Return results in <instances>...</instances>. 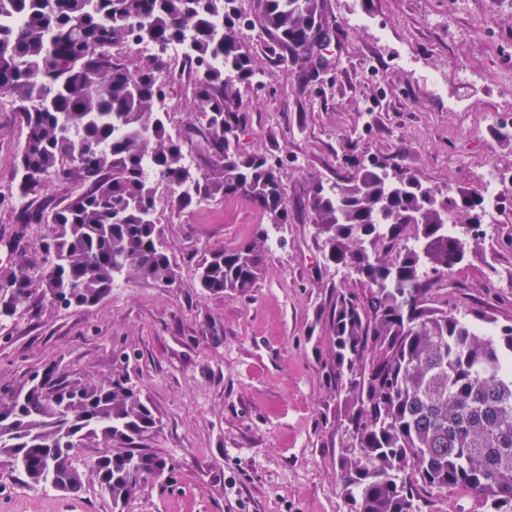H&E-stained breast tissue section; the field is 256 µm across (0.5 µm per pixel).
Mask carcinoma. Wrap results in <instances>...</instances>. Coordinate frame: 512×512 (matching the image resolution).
<instances>
[{
	"label": "carcinoma",
	"instance_id": "1",
	"mask_svg": "<svg viewBox=\"0 0 512 512\" xmlns=\"http://www.w3.org/2000/svg\"><path fill=\"white\" fill-rule=\"evenodd\" d=\"M257 2L252 20L237 0H0L1 17H24L17 27L0 24V95L25 129L12 211L18 230L3 244L12 261L0 270V332L37 293L74 309L98 304L120 278L174 284L177 263L154 220L159 183L191 188L178 196L180 208L242 198L266 223H288L281 163L239 145L249 124L243 91L262 83L240 29L259 24L270 52L303 68L332 22L326 0ZM214 16L224 17L220 31ZM186 40L200 121L188 139L204 146L201 172L183 164V143L158 109L173 81L164 51ZM140 45L157 53L133 64L126 53ZM117 126L129 135L113 136ZM348 161L351 176L310 178L305 190L324 259L364 285L336 289L328 310L341 494L350 512H428L434 495L461 490L482 512H512V323L461 313L442 293L443 277L470 249L496 247L483 233L485 199L477 191L439 195L397 164ZM53 181L74 186L61 203L44 196ZM32 224L47 229L37 260L20 247ZM268 256L260 224L238 246L210 251L197 287L245 295ZM156 427L122 372L90 383L55 365L20 389H0V458L27 485L76 497L86 475L72 458L96 441L92 475L111 512H125L141 483L174 470L172 460L137 447Z\"/></svg>",
	"mask_w": 512,
	"mask_h": 512
}]
</instances>
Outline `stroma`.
<instances>
[{
    "label": "stroma",
    "instance_id": "35a3bbf8",
    "mask_svg": "<svg viewBox=\"0 0 512 512\" xmlns=\"http://www.w3.org/2000/svg\"><path fill=\"white\" fill-rule=\"evenodd\" d=\"M336 22L327 69L305 76L274 59L259 28L245 27L246 51L263 75L247 90L250 115L240 148L283 156L292 205L249 295L210 296L196 286L198 261L231 249L261 220L244 199L180 209L157 192L163 249L178 264L175 284L120 282L88 309L37 302L0 338V382L18 387L55 364L94 382L126 369L158 427L143 447L171 459L172 480L142 483L128 512H350L338 482L342 431L327 383L336 287H354L328 264L302 200L307 179L348 175L347 154L397 164L438 192L476 190L490 163L512 169V0H327ZM362 25H352V16ZM166 127L182 137L195 78L173 76ZM464 101L462 112L449 103ZM20 117L0 97V239L13 238ZM483 253L453 278L459 309L512 322V288L486 280ZM128 364H120L121 353ZM0 512H110L98 486L81 497L43 496L0 458Z\"/></svg>",
    "mask_w": 512,
    "mask_h": 512
}]
</instances>
